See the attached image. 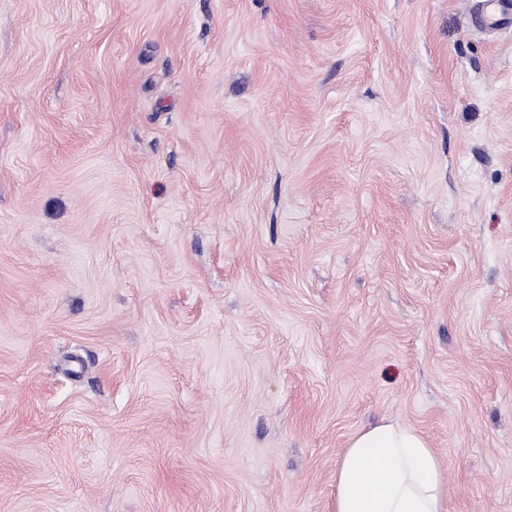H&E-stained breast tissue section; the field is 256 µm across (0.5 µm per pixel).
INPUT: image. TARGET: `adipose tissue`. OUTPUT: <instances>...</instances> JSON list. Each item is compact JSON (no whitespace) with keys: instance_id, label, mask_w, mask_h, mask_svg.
I'll return each mask as SVG.
<instances>
[{"instance_id":"obj_1","label":"adipose tissue","mask_w":512,"mask_h":512,"mask_svg":"<svg viewBox=\"0 0 512 512\" xmlns=\"http://www.w3.org/2000/svg\"><path fill=\"white\" fill-rule=\"evenodd\" d=\"M441 468L423 434L381 421L352 435L339 458L335 512H447Z\"/></svg>"}]
</instances>
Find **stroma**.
Returning a JSON list of instances; mask_svg holds the SVG:
<instances>
[{
    "label": "stroma",
    "mask_w": 512,
    "mask_h": 512,
    "mask_svg": "<svg viewBox=\"0 0 512 512\" xmlns=\"http://www.w3.org/2000/svg\"><path fill=\"white\" fill-rule=\"evenodd\" d=\"M478 2L0 0V512H334L384 419L512 512Z\"/></svg>",
    "instance_id": "obj_1"
}]
</instances>
